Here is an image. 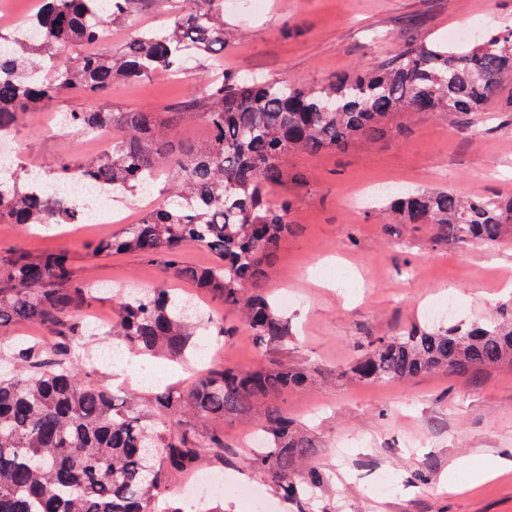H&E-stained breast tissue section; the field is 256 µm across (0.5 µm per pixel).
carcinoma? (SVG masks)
<instances>
[{
	"label": "carcinoma",
	"mask_w": 512,
	"mask_h": 512,
	"mask_svg": "<svg viewBox=\"0 0 512 512\" xmlns=\"http://www.w3.org/2000/svg\"><path fill=\"white\" fill-rule=\"evenodd\" d=\"M32 14L37 40L17 43L0 26V133L44 111L62 91L86 99L64 123L95 136L108 125L119 142L77 168L63 161L51 173L20 164L0 177V224L27 227L87 220L77 203L60 196L78 171L96 190L118 196L165 179L162 204L140 221L99 237L92 253L125 252L162 259L166 273L238 314L256 349L288 343L284 311L262 291L282 240L293 228L288 183L298 176L288 155L346 150L405 133L400 110L446 113L459 128L498 99L512 82V29L487 31L465 52L422 41L398 57L358 72L340 73L316 88L286 81L223 75L204 94L182 101L164 121L150 112H114L100 100L121 81L165 70L224 50V0H175L168 25L138 31L118 50L102 47L104 30L125 26L152 0H40ZM203 120L208 144L176 135ZM284 189L278 202L272 188ZM387 224H423L450 245L492 244L512 224V192L465 199L449 189L402 192L387 203ZM195 244L218 258L211 266L182 260ZM0 327L16 321L45 326L48 345L13 343L0 375V512H158L168 476L195 470L207 456L224 458V419L257 411L265 447L251 465L283 498L297 501L317 488L295 468L312 445L273 399L301 389L314 370L285 365L241 369L220 363L185 388L156 395V411L119 406L112 392L80 369L101 342L127 351L186 360L201 355L194 338L204 331L222 343L235 334L203 311L196 298L168 289L119 297L111 327L84 326L82 313L101 288L76 278L63 251L0 253ZM512 365V316L485 324L411 327L376 340L350 367L362 382L405 381L430 372L467 374Z\"/></svg>",
	"instance_id": "carcinoma-1"
}]
</instances>
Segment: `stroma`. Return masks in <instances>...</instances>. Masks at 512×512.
Masks as SVG:
<instances>
[{
  "label": "stroma",
  "instance_id": "stroma-1",
  "mask_svg": "<svg viewBox=\"0 0 512 512\" xmlns=\"http://www.w3.org/2000/svg\"><path fill=\"white\" fill-rule=\"evenodd\" d=\"M512 28V0H266L263 11L225 10L236 38L215 61L191 63L181 78L156 72L114 86L104 103L113 111L138 109L166 118L179 101L200 95L220 72L258 71L270 79L318 86L341 70L384 64L419 40L468 47L464 25ZM75 92L23 122L16 135L21 161L43 169L66 159L79 164L101 149L77 140L60 124L83 106ZM407 131L347 151L297 154L289 166L303 182L289 186L294 229L264 284L282 301L293 336L287 346L258 354L246 330L220 349V360L249 369L258 363L319 368L322 378L280 397L312 448L301 474L324 481L315 498L296 506L274 494L248 464V415L224 422L225 459H208L200 473L220 476L224 512H251L240 490H259L275 512H512V467L476 487L450 463L465 456L512 458V367L466 375L428 373L406 382L357 383L344 372L379 337L427 324L426 310L453 304L440 317L449 326L495 315L512 304L499 290L512 277V235L493 245L457 247L431 238L428 228L384 224L383 180L406 190L445 187L462 196L512 191V86L475 130L460 133L454 117H405ZM105 217L52 231L0 224V250L56 249L72 259L78 279L150 291L190 284L159 262L129 254L93 256L97 237L118 232ZM123 381L94 361L93 380L120 403H149L167 385L185 387L192 375L164 358L131 355Z\"/></svg>",
  "mask_w": 512,
  "mask_h": 512
}]
</instances>
